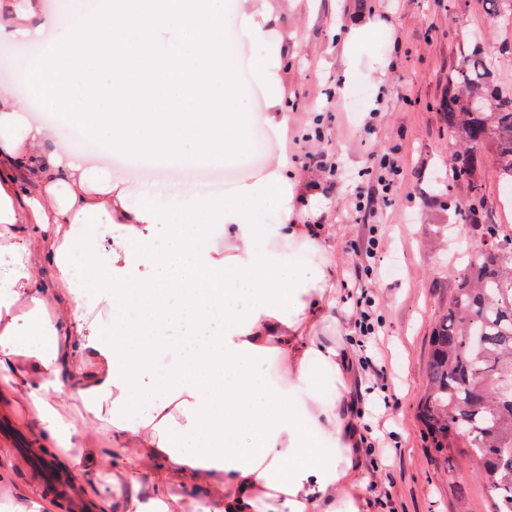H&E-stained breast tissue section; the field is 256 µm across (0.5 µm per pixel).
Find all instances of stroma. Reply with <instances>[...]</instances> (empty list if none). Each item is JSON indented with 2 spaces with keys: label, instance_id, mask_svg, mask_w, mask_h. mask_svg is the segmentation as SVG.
<instances>
[{
  "label": "stroma",
  "instance_id": "35a3bbf8",
  "mask_svg": "<svg viewBox=\"0 0 512 512\" xmlns=\"http://www.w3.org/2000/svg\"><path fill=\"white\" fill-rule=\"evenodd\" d=\"M270 20L266 41L250 43V55L268 57L270 82L256 87L236 76L237 111L254 113L257 99L277 101L288 114V132L266 131L257 140L254 164L226 165L238 185L252 183L286 161L299 190L311 199L296 202L298 223L323 227L324 248L283 242L308 268L331 266L336 283L325 306L318 335L335 340L348 356L349 379L342 400L352 403V419L368 445L360 452L361 490L371 512H487L488 498L475 468L456 451L440 455L419 419L426 384L430 339L448 309L459 267L474 241L469 221L459 211L467 194L448 170L449 137L440 112L448 96V74L462 65L480 37L491 56L493 82L512 87V22L494 21L484 0H266ZM379 27L371 41L343 53L352 29ZM374 152L389 153L403 169L397 191L376 201L365 219L351 209L352 178L367 167ZM328 154L350 174L334 182L326 169L312 166L310 155ZM482 217L512 235V206L499 197L492 159L479 171ZM378 240L374 259L365 256ZM371 289L372 313L382 321L381 347H361L356 313L346 303V284L354 275ZM376 356L384 370L381 389H372L365 356ZM397 400L387 413L383 399ZM60 409L86 433L74 447L59 449L72 461L68 481L88 499L106 486L112 497L127 493L130 480L142 486L166 480L174 512H199L209 501L204 485L178 472H164L143 459L132 437L115 439L109 428L86 419L69 388L57 392ZM34 412L0 383V460L20 461L18 470L0 478V499L26 501L29 512H71L45 495L44 476L34 444ZM386 440L380 449L378 440Z\"/></svg>",
  "mask_w": 512,
  "mask_h": 512
}]
</instances>
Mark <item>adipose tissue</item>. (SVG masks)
<instances>
[{"label": "adipose tissue", "instance_id": "obj_1", "mask_svg": "<svg viewBox=\"0 0 512 512\" xmlns=\"http://www.w3.org/2000/svg\"><path fill=\"white\" fill-rule=\"evenodd\" d=\"M225 9L224 0H101L63 27L42 0H0V44L60 34L16 62L26 95L0 92V380L36 412L46 447L83 435L50 394L65 385L161 466L220 482L214 512H259L270 501L274 512H369L355 477L362 439L336 406L347 357L313 332L332 272L270 246L274 237L321 242L314 225L296 221L287 170L275 166L233 197H138L130 177L86 166L28 118L36 105L65 113L140 160L196 161L219 148L244 159L247 113L215 109L232 77ZM273 194L282 206L269 224L263 204ZM160 224L174 246L158 244ZM214 230L224 252L210 243ZM21 239L40 249L47 279H36ZM144 267L165 275L144 280ZM55 288L64 294L51 307ZM98 296L116 311L108 336L87 313ZM172 330L184 357L162 372L156 352ZM275 355L288 362L283 384L256 379L253 367ZM301 388L315 409L293 399ZM191 433L199 444L188 450ZM100 500L103 512H172L160 483Z\"/></svg>", "mask_w": 512, "mask_h": 512}]
</instances>
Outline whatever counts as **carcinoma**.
I'll use <instances>...</instances> for the list:
<instances>
[{"mask_svg":"<svg viewBox=\"0 0 512 512\" xmlns=\"http://www.w3.org/2000/svg\"><path fill=\"white\" fill-rule=\"evenodd\" d=\"M495 19L512 20V0H487ZM486 53L474 46L448 74L442 116L451 137L455 178L470 197L460 206L476 213L483 204L478 170L484 155L495 161L499 188L512 189V92L491 88ZM485 98L469 109V94ZM466 253L448 311L431 345L428 382L419 414L431 447L459 449L480 465L489 512H512V238L498 224Z\"/></svg>","mask_w":512,"mask_h":512,"instance_id":"1","label":"carcinoma"}]
</instances>
